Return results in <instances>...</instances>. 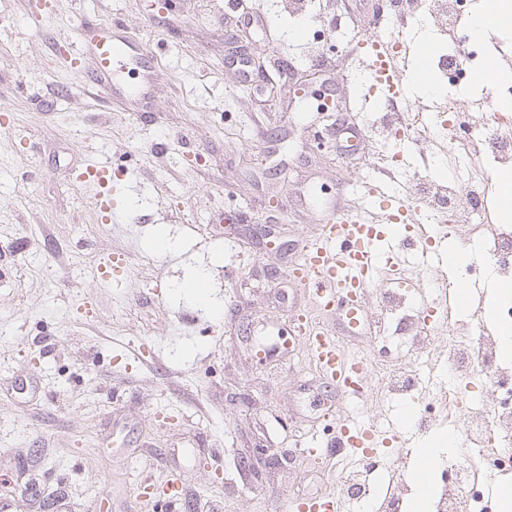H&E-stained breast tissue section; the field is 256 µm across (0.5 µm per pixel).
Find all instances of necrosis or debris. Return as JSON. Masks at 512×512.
I'll list each match as a JSON object with an SVG mask.
<instances>
[{
  "label": "necrosis or debris",
  "mask_w": 512,
  "mask_h": 512,
  "mask_svg": "<svg viewBox=\"0 0 512 512\" xmlns=\"http://www.w3.org/2000/svg\"><path fill=\"white\" fill-rule=\"evenodd\" d=\"M471 3L414 0L407 12V20L427 29L439 46L432 68L440 94L438 100L418 109L409 127L421 137L442 140L453 158L447 184L440 186L437 196L423 197V205L449 228L470 229L474 251L468 266L470 275L483 276L490 267L504 282L511 283L512 225L492 222L490 212L497 203L490 189L496 174L512 163V113L502 110L492 94H485L486 127H473L464 134L459 125L448 122L449 107L442 99L447 91L467 88L495 59L493 49L483 44L464 59L448 50V33L467 16ZM490 134L498 147L485 155L477 144ZM478 177L484 182L485 193L479 197L461 195L460 187L469 186ZM452 342L450 381L433 383L414 411L418 429L451 426L465 442V451L457 462L438 464L440 478L433 483L429 512H486L484 502L495 477L512 474V362L502 358L497 331L487 325H480L469 335L453 337ZM461 378L492 388L491 399L466 397L457 384Z\"/></svg>",
  "instance_id": "4bbe7bcc"
}]
</instances>
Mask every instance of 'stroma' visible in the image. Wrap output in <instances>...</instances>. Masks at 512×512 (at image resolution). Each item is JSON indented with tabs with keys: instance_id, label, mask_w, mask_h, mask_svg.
<instances>
[{
	"instance_id": "stroma-1",
	"label": "stroma",
	"mask_w": 512,
	"mask_h": 512,
	"mask_svg": "<svg viewBox=\"0 0 512 512\" xmlns=\"http://www.w3.org/2000/svg\"><path fill=\"white\" fill-rule=\"evenodd\" d=\"M374 2L256 0L238 40L245 78L225 36L238 0H0V512H48L47 499L49 512H157L137 493L149 478H179L181 512H286L292 497L339 493L352 464L298 448H330L325 403L381 428L413 405L337 394L297 316L368 363L448 357L476 323L474 304L432 315L431 336L390 338L380 284L352 330L289 278L360 179L415 198L379 154L420 167L436 150L405 153L371 130L385 108L360 107L350 54ZM114 18L153 55L138 106L92 83L91 43ZM89 162L125 171L115 222L77 179ZM160 236L179 251L158 250ZM200 276L205 302L188 291Z\"/></svg>"
}]
</instances>
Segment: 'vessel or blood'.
<instances>
[{
    "label": "vessel or blood",
    "mask_w": 512,
    "mask_h": 512,
    "mask_svg": "<svg viewBox=\"0 0 512 512\" xmlns=\"http://www.w3.org/2000/svg\"><path fill=\"white\" fill-rule=\"evenodd\" d=\"M400 38L371 41V53L362 65L368 70L371 83L364 96L365 104L391 102L395 98H408L412 83L406 80L398 63ZM99 71L104 79L119 80L129 61L147 65L149 53L138 48L116 32L115 23L99 27L96 36ZM80 180L92 184L95 197L101 206H109L112 171L92 163L79 175ZM367 195L377 202L379 212L385 215L407 214L411 209L408 200L383 187L368 186ZM377 214L365 210L327 214L318 238L311 244L302 264L291 271L315 300L330 307H340L352 324H360L363 303L369 288L379 281L405 279L408 287L417 291L416 303L427 309L429 295L423 290L422 280L406 278L407 270H425L426 266L446 263L447 252L424 251L418 236L410 234L402 224H380ZM308 352L317 362L323 376L338 393L361 397L367 389L362 363L345 356L333 337L321 333L308 338ZM336 446L351 455L376 445L400 444L402 430L398 427L378 431L359 422L344 419L335 427ZM339 497L311 498L292 504L291 512H341Z\"/></svg>",
    "instance_id": "vessel-or-blood-1"
}]
</instances>
